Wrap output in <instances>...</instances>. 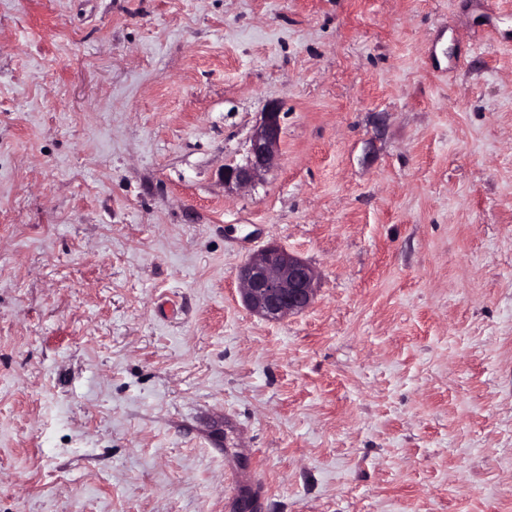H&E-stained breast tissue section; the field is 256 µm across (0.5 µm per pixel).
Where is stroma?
<instances>
[{"mask_svg": "<svg viewBox=\"0 0 512 512\" xmlns=\"http://www.w3.org/2000/svg\"><path fill=\"white\" fill-rule=\"evenodd\" d=\"M245 494L512 512V0H0V512ZM282 106L269 102L250 135L249 156L245 164L225 165L221 178L226 190L254 185L279 159ZM238 281L251 311L268 320H280L313 303L317 272L299 256L271 243L239 268Z\"/></svg>", "mask_w": 512, "mask_h": 512, "instance_id": "35a3bbf8", "label": "stroma"}]
</instances>
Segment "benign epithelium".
Segmentation results:
<instances>
[{"label": "benign epithelium", "instance_id": "benign-epithelium-1", "mask_svg": "<svg viewBox=\"0 0 512 512\" xmlns=\"http://www.w3.org/2000/svg\"><path fill=\"white\" fill-rule=\"evenodd\" d=\"M281 110L278 102L267 104L250 135L246 163L224 166L221 178L225 189L249 188L277 163ZM238 281L243 301L251 311L268 320H280L303 312L313 303L317 272L299 256L271 243L239 268Z\"/></svg>", "mask_w": 512, "mask_h": 512}]
</instances>
